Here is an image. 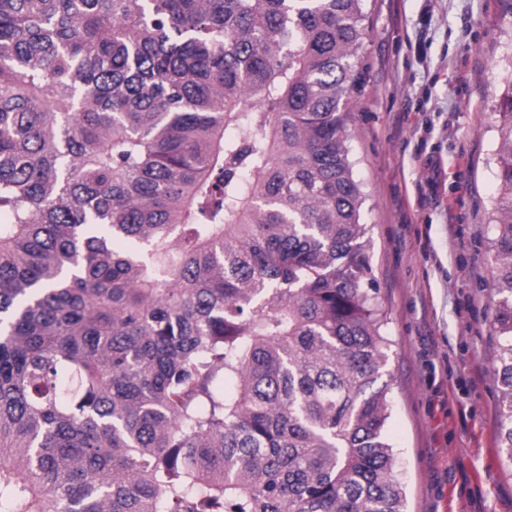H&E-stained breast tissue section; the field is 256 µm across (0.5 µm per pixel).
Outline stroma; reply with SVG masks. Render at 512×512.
<instances>
[{
    "instance_id": "1",
    "label": "stroma",
    "mask_w": 512,
    "mask_h": 512,
    "mask_svg": "<svg viewBox=\"0 0 512 512\" xmlns=\"http://www.w3.org/2000/svg\"><path fill=\"white\" fill-rule=\"evenodd\" d=\"M352 114L407 512H512L495 433L488 240L512 0H366Z\"/></svg>"
}]
</instances>
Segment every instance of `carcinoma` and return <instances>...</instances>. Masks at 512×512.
I'll return each mask as SVG.
<instances>
[{"mask_svg":"<svg viewBox=\"0 0 512 512\" xmlns=\"http://www.w3.org/2000/svg\"><path fill=\"white\" fill-rule=\"evenodd\" d=\"M364 0H0V512H407L348 126ZM490 251L512 464V91Z\"/></svg>","mask_w":512,"mask_h":512,"instance_id":"obj_1","label":"carcinoma"}]
</instances>
